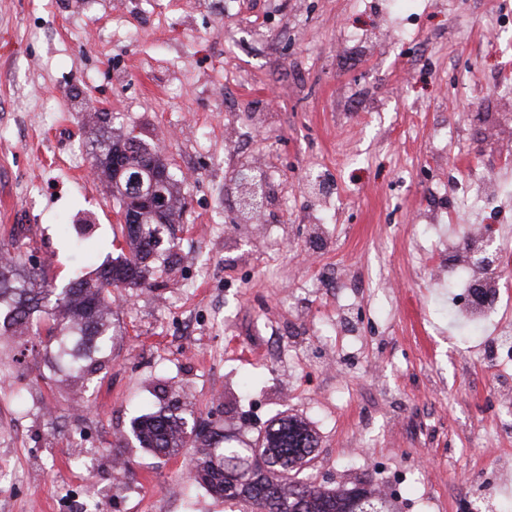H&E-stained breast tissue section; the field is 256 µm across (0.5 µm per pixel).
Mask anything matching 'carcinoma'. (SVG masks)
Masks as SVG:
<instances>
[{"instance_id":"carcinoma-1","label":"carcinoma","mask_w":512,"mask_h":512,"mask_svg":"<svg viewBox=\"0 0 512 512\" xmlns=\"http://www.w3.org/2000/svg\"><path fill=\"white\" fill-rule=\"evenodd\" d=\"M129 141L127 136L102 134L93 140L92 154L123 145V158L133 168L164 165L156 150L145 143L130 148ZM100 176L119 208L138 211L140 224L123 228L128 254L102 267L95 277H77L56 288L41 267L17 272L20 247L0 245V252L14 253L11 265L0 264V336L22 335L30 320L39 316L47 334L58 338V359L65 363V376L74 380L97 370V356L112 338V289L144 284L146 261L153 256L158 236L177 223L181 204L174 177L164 187L167 212L158 214L141 209L140 196L128 181L113 180L109 167H101ZM131 433L141 447L158 454L171 455L194 445V480L220 497L226 486L236 484L238 495L225 501L238 506L239 512H392L385 498L368 493L363 479L328 489L295 479L318 448L315 431L297 415L272 420L261 443L253 446L226 435L194 438L188 419L172 411L138 417Z\"/></svg>"}]
</instances>
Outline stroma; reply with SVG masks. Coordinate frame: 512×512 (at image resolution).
<instances>
[{"mask_svg":"<svg viewBox=\"0 0 512 512\" xmlns=\"http://www.w3.org/2000/svg\"><path fill=\"white\" fill-rule=\"evenodd\" d=\"M512 0H0V242L55 286L127 252L91 178L85 110L155 145L180 223L118 293L101 367L70 382L56 338L0 336V512H231L154 456L132 421L178 405L254 442L297 413L301 478L401 468L394 512H512V357L475 352L439 238L503 231L497 320L512 328ZM277 195L265 223L241 171ZM301 358H281L280 344Z\"/></svg>","mask_w":512,"mask_h":512,"instance_id":"35a3bbf8","label":"stroma"}]
</instances>
